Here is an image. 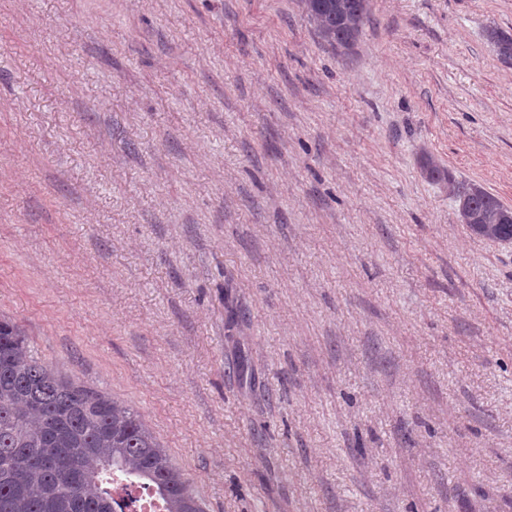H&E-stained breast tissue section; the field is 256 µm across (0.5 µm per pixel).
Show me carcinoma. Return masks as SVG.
Segmentation results:
<instances>
[{"label":"carcinoma","instance_id":"cac0c4a2","mask_svg":"<svg viewBox=\"0 0 512 512\" xmlns=\"http://www.w3.org/2000/svg\"><path fill=\"white\" fill-rule=\"evenodd\" d=\"M302 11L333 48L353 51L369 0H300ZM487 41L512 61V33L493 27ZM426 177L443 182L472 234L512 243V208L480 186L456 181L425 153ZM155 496L163 512H203L182 471L140 415L41 363L15 325L0 321V512H127L112 476Z\"/></svg>","mask_w":512,"mask_h":512}]
</instances>
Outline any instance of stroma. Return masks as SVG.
<instances>
[{
	"label": "stroma",
	"mask_w": 512,
	"mask_h": 512,
	"mask_svg": "<svg viewBox=\"0 0 512 512\" xmlns=\"http://www.w3.org/2000/svg\"><path fill=\"white\" fill-rule=\"evenodd\" d=\"M512 0H0V319L205 512H512ZM302 11L336 50L353 51L369 14V0H300ZM486 37L499 59L510 63L512 61V33L493 27L487 30ZM421 168L434 182L448 184V190L458 203L463 224L472 234L500 243H512V208L480 186L456 181L434 158L424 153Z\"/></svg>",
	"instance_id": "35a3bbf8"
}]
</instances>
